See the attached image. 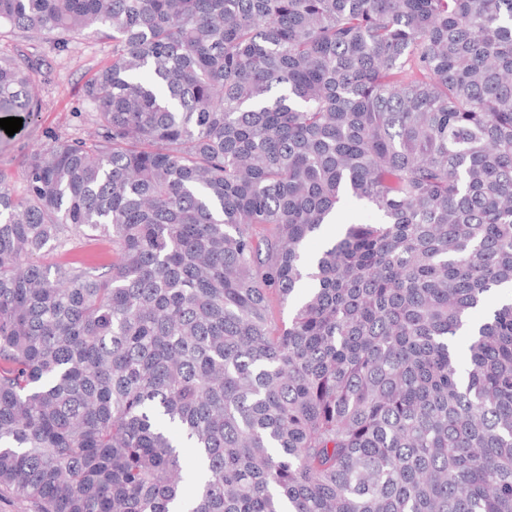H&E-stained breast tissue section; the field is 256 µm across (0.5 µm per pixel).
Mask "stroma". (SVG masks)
Instances as JSON below:
<instances>
[{"mask_svg":"<svg viewBox=\"0 0 512 512\" xmlns=\"http://www.w3.org/2000/svg\"><path fill=\"white\" fill-rule=\"evenodd\" d=\"M0 53H20L39 64L35 75L42 110L9 141L0 143V177L14 192L23 189V162L37 146L54 138H85L94 129L93 111L82 88L112 57L110 40L78 37L66 50H58L51 37L6 33Z\"/></svg>","mask_w":512,"mask_h":512,"instance_id":"35a3bbf8","label":"stroma"}]
</instances>
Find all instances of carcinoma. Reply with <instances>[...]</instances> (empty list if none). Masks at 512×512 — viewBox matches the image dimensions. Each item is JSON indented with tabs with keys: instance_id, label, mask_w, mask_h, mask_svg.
<instances>
[{
	"instance_id": "1",
	"label": "carcinoma",
	"mask_w": 512,
	"mask_h": 512,
	"mask_svg": "<svg viewBox=\"0 0 512 512\" xmlns=\"http://www.w3.org/2000/svg\"><path fill=\"white\" fill-rule=\"evenodd\" d=\"M0 29L112 40L91 142L0 182V495L512 512V0H0ZM35 71L0 57V118ZM349 197L371 222L306 260ZM82 242L112 262L46 261Z\"/></svg>"
}]
</instances>
